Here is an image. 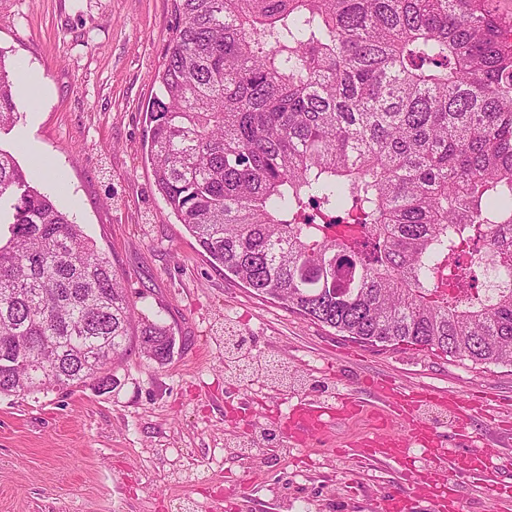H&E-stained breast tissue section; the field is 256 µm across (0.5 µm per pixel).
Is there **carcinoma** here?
<instances>
[{
	"instance_id": "1",
	"label": "carcinoma",
	"mask_w": 512,
	"mask_h": 512,
	"mask_svg": "<svg viewBox=\"0 0 512 512\" xmlns=\"http://www.w3.org/2000/svg\"><path fill=\"white\" fill-rule=\"evenodd\" d=\"M154 183L211 265L356 342L512 365V15L495 0H173ZM0 54V132L21 119ZM0 395L149 343L108 258L0 149Z\"/></svg>"
}]
</instances>
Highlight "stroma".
Wrapping results in <instances>:
<instances>
[{
    "label": "stroma",
    "mask_w": 512,
    "mask_h": 512,
    "mask_svg": "<svg viewBox=\"0 0 512 512\" xmlns=\"http://www.w3.org/2000/svg\"><path fill=\"white\" fill-rule=\"evenodd\" d=\"M174 18L172 0H0V53L10 70L39 72L37 108L0 134L30 184L52 197L109 257L137 318L159 320L176 345L166 364L131 349L103 390L89 382L0 396V512H378L399 489L407 512H435L398 466L347 446L377 431L333 417L307 445L287 439L294 408L363 398L366 376L403 392L434 388L421 407L440 434L457 424L453 402L480 391L496 427L477 421L476 444L512 469V366H479L402 345L372 347L314 324L225 276L158 193L144 158L146 108ZM61 171L64 190L37 172L24 142ZM252 354L285 363L281 384L240 381L224 357L226 331ZM453 473L463 512H512L474 486L463 451Z\"/></svg>",
    "instance_id": "stroma-1"
}]
</instances>
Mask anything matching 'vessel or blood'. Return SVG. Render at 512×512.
<instances>
[{
	"label": "vessel or blood",
	"mask_w": 512,
	"mask_h": 512,
	"mask_svg": "<svg viewBox=\"0 0 512 512\" xmlns=\"http://www.w3.org/2000/svg\"><path fill=\"white\" fill-rule=\"evenodd\" d=\"M368 385L377 390L385 405L384 411L374 417L376 427L385 428L390 416L396 415L403 418L406 430L396 437L370 439L367 447L360 449V456L390 459L413 487L428 493L438 512H460L461 498L455 493L453 475L440 469L441 463L449 456L448 449L443 440L433 430L421 425L416 417L420 402L437 400V393L422 387L406 397L391 380L383 378L370 379ZM326 414V407L316 403L295 409L287 431L290 441L301 444L319 435L325 427ZM418 444L426 449L427 464L422 468L416 466L410 454L412 446ZM469 469L494 497H502L505 490L512 488V483L506 482L501 475V465L495 463L489 454L470 455Z\"/></svg>",
	"instance_id": "1"
}]
</instances>
